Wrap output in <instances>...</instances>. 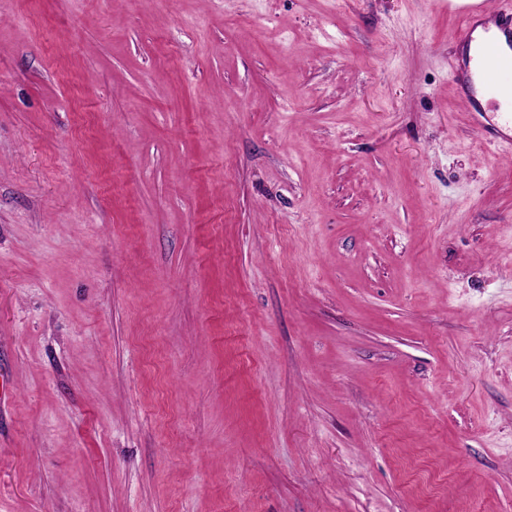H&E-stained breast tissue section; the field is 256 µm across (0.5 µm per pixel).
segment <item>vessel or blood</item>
I'll return each instance as SVG.
<instances>
[{"label":"vessel or blood","instance_id":"b4317fda","mask_svg":"<svg viewBox=\"0 0 512 512\" xmlns=\"http://www.w3.org/2000/svg\"><path fill=\"white\" fill-rule=\"evenodd\" d=\"M487 19L495 32L476 49L469 65L451 63L450 70L457 92L470 97L473 72L491 76L497 73H512V0H505L498 9L489 13ZM482 140L499 150L512 152V113H496L492 122L480 125Z\"/></svg>","mask_w":512,"mask_h":512}]
</instances>
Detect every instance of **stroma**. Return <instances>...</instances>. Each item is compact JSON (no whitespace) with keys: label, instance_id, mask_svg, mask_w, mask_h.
Listing matches in <instances>:
<instances>
[{"label":"stroma","instance_id":"stroma-1","mask_svg":"<svg viewBox=\"0 0 512 512\" xmlns=\"http://www.w3.org/2000/svg\"><path fill=\"white\" fill-rule=\"evenodd\" d=\"M445 0H0V512H512V154Z\"/></svg>","mask_w":512,"mask_h":512}]
</instances>
